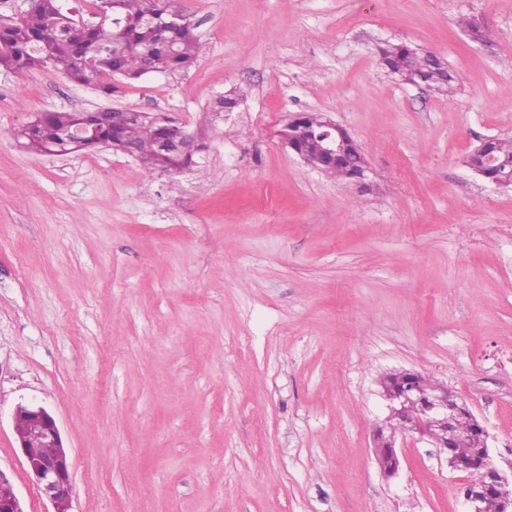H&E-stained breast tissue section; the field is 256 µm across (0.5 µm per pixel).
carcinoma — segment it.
<instances>
[{
    "label": "carcinoma",
    "instance_id": "cac0c4a2",
    "mask_svg": "<svg viewBox=\"0 0 512 512\" xmlns=\"http://www.w3.org/2000/svg\"><path fill=\"white\" fill-rule=\"evenodd\" d=\"M163 0H112V14L100 23L81 25L63 0H35L25 14H0V67L28 73L51 67L71 81L96 87L112 95V78L138 81L148 74L177 76L196 63L202 45L194 26L185 21L167 25ZM382 64L394 74L412 77L430 87L451 89L456 77L444 64L432 62V54L406 44H388L380 49ZM74 129L82 134L70 140L64 135ZM188 133L181 125L162 129L150 116H136L103 124L91 115L71 111L47 112L31 119L15 134L18 143L36 153H65L91 150L106 140L115 150L133 151L149 171H177L193 157H164L157 142L164 135ZM489 153L512 170V138H495L486 145ZM359 156L354 154L322 170L344 180L353 178Z\"/></svg>",
    "mask_w": 512,
    "mask_h": 512
}]
</instances>
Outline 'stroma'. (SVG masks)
Segmentation results:
<instances>
[{
    "label": "stroma",
    "instance_id": "35a3bbf8",
    "mask_svg": "<svg viewBox=\"0 0 512 512\" xmlns=\"http://www.w3.org/2000/svg\"><path fill=\"white\" fill-rule=\"evenodd\" d=\"M170 3L203 45L181 77L106 97L0 69V471L23 512L52 506L16 442L20 404L59 427L71 512H464L468 477L438 448L397 433L388 479L373 434L381 377L416 371L512 473V189L464 164L512 137V0ZM386 42L432 53L456 87L389 74ZM107 107L168 113L205 148L150 172L14 138L35 114ZM301 112L360 143L364 183L282 144Z\"/></svg>",
    "mask_w": 512,
    "mask_h": 512
}]
</instances>
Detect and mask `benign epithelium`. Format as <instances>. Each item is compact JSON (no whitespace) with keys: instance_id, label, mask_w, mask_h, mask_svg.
Returning a JSON list of instances; mask_svg holds the SVG:
<instances>
[{"instance_id":"1","label":"benign epithelium","mask_w":512,"mask_h":512,"mask_svg":"<svg viewBox=\"0 0 512 512\" xmlns=\"http://www.w3.org/2000/svg\"><path fill=\"white\" fill-rule=\"evenodd\" d=\"M303 116L298 114L280 131L282 142L297 151L302 133ZM319 149L327 160L346 159L357 146L349 133L338 124L325 120L316 135ZM160 150L171 155H190L202 149L199 138L189 134L183 140L167 138L159 142ZM472 171L498 188L512 186V178L489 171V158ZM404 379L398 387L383 393L387 401L389 428L393 431L414 432L447 453L448 466L468 475L463 493L465 512H512V499L494 497L491 487L509 483L508 477L495 468L490 460L489 434L466 403L443 384L425 383L419 373L402 372ZM470 415L474 430L481 433L482 448L475 456L463 457L452 453L455 448L469 444L471 433L462 430L457 418ZM13 429L30 474L41 494L52 504L54 512H70L72 480L66 450L53 416L42 407L19 405L13 415ZM374 453L387 478L396 476L400 457L393 433L384 434L376 428ZM0 512H23L19 499L3 471L0 470Z\"/></svg>"}]
</instances>
